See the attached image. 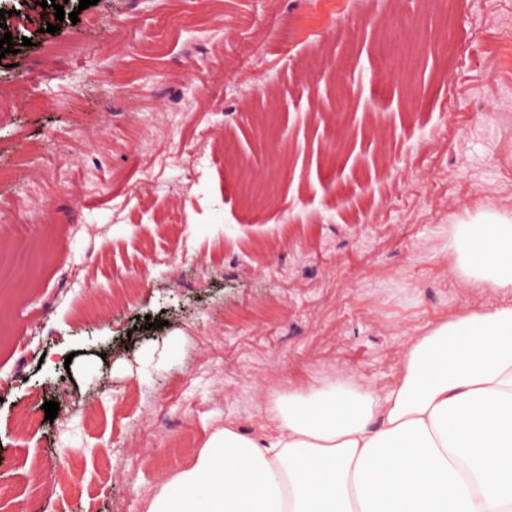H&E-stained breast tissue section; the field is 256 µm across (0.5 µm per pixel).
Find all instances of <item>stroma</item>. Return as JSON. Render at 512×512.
Returning a JSON list of instances; mask_svg holds the SVG:
<instances>
[{"label": "stroma", "instance_id": "35a3bbf8", "mask_svg": "<svg viewBox=\"0 0 512 512\" xmlns=\"http://www.w3.org/2000/svg\"><path fill=\"white\" fill-rule=\"evenodd\" d=\"M55 2L0 0V512H143L225 419L385 386L464 301L432 246L512 204V0Z\"/></svg>", "mask_w": 512, "mask_h": 512}]
</instances>
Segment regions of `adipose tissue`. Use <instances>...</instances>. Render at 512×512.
I'll return each instance as SVG.
<instances>
[{
    "label": "adipose tissue",
    "instance_id": "adipose-tissue-1",
    "mask_svg": "<svg viewBox=\"0 0 512 512\" xmlns=\"http://www.w3.org/2000/svg\"><path fill=\"white\" fill-rule=\"evenodd\" d=\"M439 250L469 299L391 384L274 392L261 434L225 420L145 512H512V207L463 209Z\"/></svg>",
    "mask_w": 512,
    "mask_h": 512
}]
</instances>
